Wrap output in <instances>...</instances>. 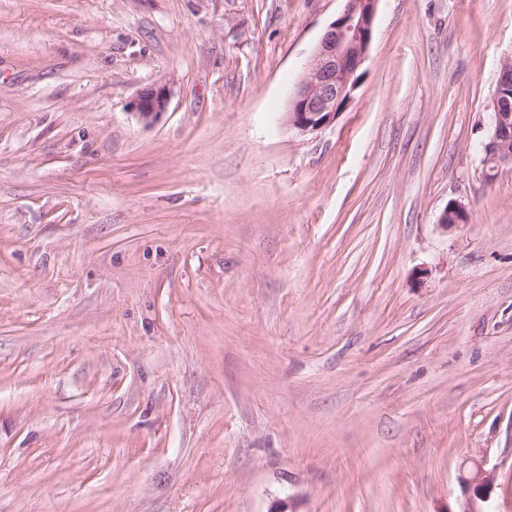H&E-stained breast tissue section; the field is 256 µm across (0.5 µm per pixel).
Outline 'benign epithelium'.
I'll return each instance as SVG.
<instances>
[{
	"instance_id": "obj_1",
	"label": "benign epithelium",
	"mask_w": 512,
	"mask_h": 512,
	"mask_svg": "<svg viewBox=\"0 0 512 512\" xmlns=\"http://www.w3.org/2000/svg\"><path fill=\"white\" fill-rule=\"evenodd\" d=\"M380 0H345L342 11L328 24L309 57L284 115V126L299 135H308L332 125L357 88V72L365 62L373 40L374 20ZM169 90L154 84L140 90L131 102L138 119L151 125L169 105ZM483 161L491 171L512 165V60L501 65L492 102V131L481 143ZM466 209L448 203L438 224L448 229L468 223ZM494 471L475 467L464 486L473 491L462 512H484L481 504L489 498Z\"/></svg>"
}]
</instances>
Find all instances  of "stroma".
<instances>
[{"label":"stroma","instance_id":"obj_1","mask_svg":"<svg viewBox=\"0 0 512 512\" xmlns=\"http://www.w3.org/2000/svg\"><path fill=\"white\" fill-rule=\"evenodd\" d=\"M343 7L0 0V512H512V0H380L296 134ZM309 57L283 124L299 135L332 125L357 88V72L373 40L380 0H345ZM511 96V98H510ZM492 131L481 143L483 161L490 171L503 164L512 166V60L501 65L492 102ZM169 98L165 84H154L138 92L131 102V108L142 123L150 125L167 111ZM494 481V471L486 470L482 466L475 467L469 477L463 480L464 486L472 489L473 494L468 497L461 512H486L482 510L480 503L488 500Z\"/></svg>","mask_w":512,"mask_h":512}]
</instances>
